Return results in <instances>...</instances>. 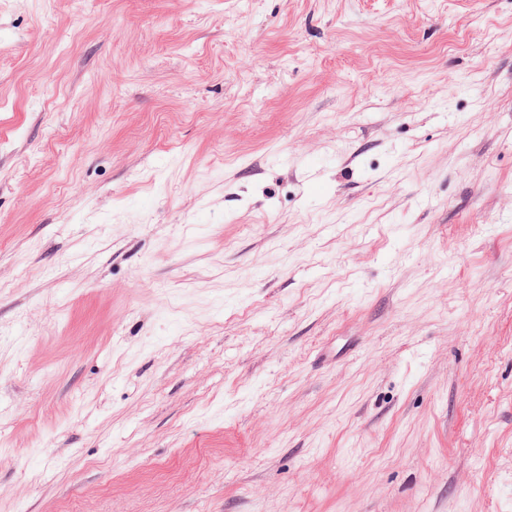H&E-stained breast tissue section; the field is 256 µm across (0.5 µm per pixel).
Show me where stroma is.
I'll return each instance as SVG.
<instances>
[{
  "label": "stroma",
  "mask_w": 512,
  "mask_h": 512,
  "mask_svg": "<svg viewBox=\"0 0 512 512\" xmlns=\"http://www.w3.org/2000/svg\"><path fill=\"white\" fill-rule=\"evenodd\" d=\"M0 512H512V0H0Z\"/></svg>",
  "instance_id": "1"
}]
</instances>
